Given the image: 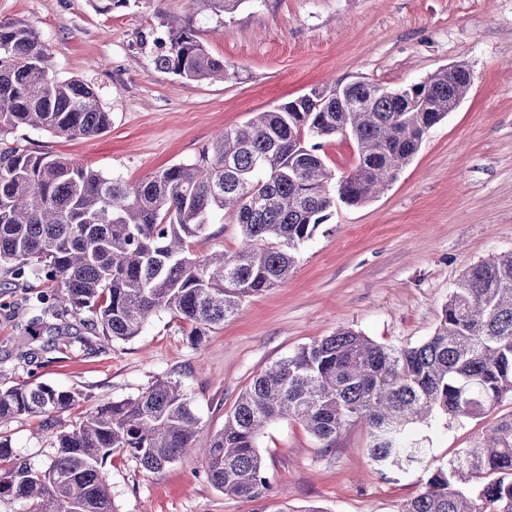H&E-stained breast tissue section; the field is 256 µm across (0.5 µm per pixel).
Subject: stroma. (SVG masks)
Here are the masks:
<instances>
[{
	"mask_svg": "<svg viewBox=\"0 0 512 512\" xmlns=\"http://www.w3.org/2000/svg\"><path fill=\"white\" fill-rule=\"evenodd\" d=\"M0 19L33 24L53 74L91 86L112 114L108 131L92 138L23 128L8 142L130 183L193 160L218 132L314 87L369 81L400 88L452 64L474 75L467 96L429 130L394 183L362 206L337 204L300 248L288 283L245 299L200 343H191L186 324L160 313L134 340L102 339L89 350L79 341L85 326L67 316L71 344L42 351V339L26 329L41 281L0 273V388L46 382L95 404L171 377L202 420V447L265 367L339 327L396 348L420 344L461 274L512 251V0H243L219 16L200 0H128L109 14L93 0H0ZM171 20L190 25L224 61L228 78L187 81L157 69ZM80 414L22 416L0 423V435L17 458L42 469L55 452V432ZM482 427L436 421L427 446L447 460ZM258 446L274 489L296 508L400 512L422 478L417 470L387 478L374 471L358 423L326 448L300 423L281 420L262 430ZM104 473L112 512L256 508L217 490L194 455L157 473L116 455Z\"/></svg>",
	"mask_w": 512,
	"mask_h": 512,
	"instance_id": "stroma-1",
	"label": "stroma"
}]
</instances>
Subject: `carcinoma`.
Here are the masks:
<instances>
[{
	"instance_id": "cac0c4a2",
	"label": "carcinoma",
	"mask_w": 512,
	"mask_h": 512,
	"mask_svg": "<svg viewBox=\"0 0 512 512\" xmlns=\"http://www.w3.org/2000/svg\"><path fill=\"white\" fill-rule=\"evenodd\" d=\"M157 68L190 81L224 79L188 26L173 23ZM460 67L443 69L415 92L357 81L313 88L217 133L190 162L129 183L76 161L16 145L0 149V269L50 283L39 303L82 316L110 341L140 335L154 314L187 323L190 340L236 314L241 302L284 285L300 246L336 202L360 206L395 181L426 133L469 92ZM111 113L90 86L53 74L33 25L0 20V136L19 128L56 137L107 131ZM348 134L356 159L336 175L326 140ZM230 214L236 251L198 254L193 240ZM512 397V251L463 272L433 336L401 348L340 328L297 348L239 395L224 427L202 450L207 479L247 501L271 496L257 444L270 423L299 422L329 445L365 426L381 475L421 469L426 479L400 512H512V412L445 464L428 460L422 435L432 421L483 419ZM78 390L45 383L0 389V421L46 416L84 403ZM201 421L180 381L158 380L136 397L95 404L55 435L44 469L20 461L0 436V507L24 512H112L103 468L128 455L158 472L196 451Z\"/></svg>"
}]
</instances>
